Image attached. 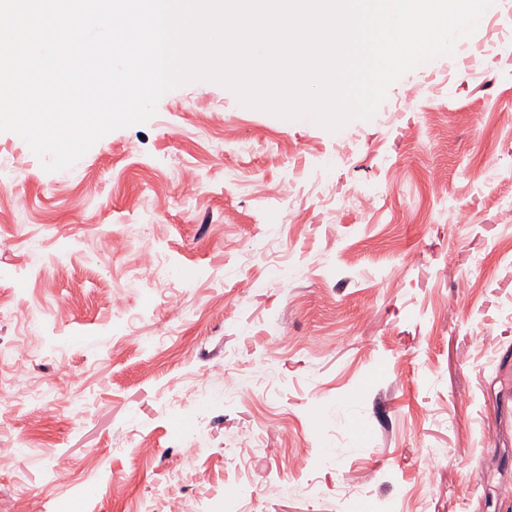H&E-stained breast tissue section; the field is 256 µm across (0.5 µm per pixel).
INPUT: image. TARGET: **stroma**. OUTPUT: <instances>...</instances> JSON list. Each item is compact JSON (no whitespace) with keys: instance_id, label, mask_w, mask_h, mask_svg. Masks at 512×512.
Here are the masks:
<instances>
[{"instance_id":"stroma-1","label":"stroma","mask_w":512,"mask_h":512,"mask_svg":"<svg viewBox=\"0 0 512 512\" xmlns=\"http://www.w3.org/2000/svg\"><path fill=\"white\" fill-rule=\"evenodd\" d=\"M510 10L335 133L0 132V512H512Z\"/></svg>"}]
</instances>
